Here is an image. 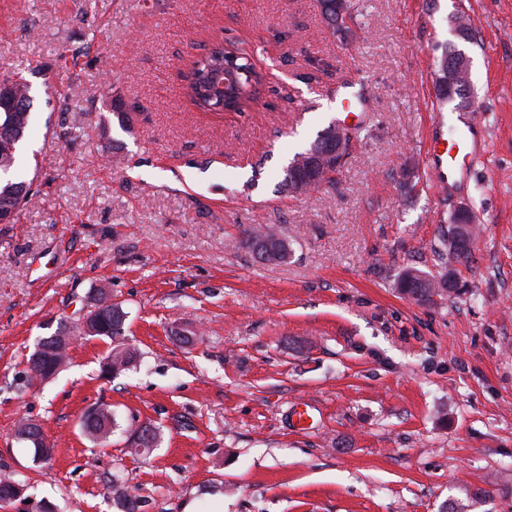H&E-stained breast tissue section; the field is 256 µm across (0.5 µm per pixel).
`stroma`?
I'll return each mask as SVG.
<instances>
[{
  "instance_id": "stroma-1",
  "label": "stroma",
  "mask_w": 512,
  "mask_h": 512,
  "mask_svg": "<svg viewBox=\"0 0 512 512\" xmlns=\"http://www.w3.org/2000/svg\"><path fill=\"white\" fill-rule=\"evenodd\" d=\"M353 3L345 41L318 0H0V77L26 78L33 112L19 172L34 202L0 224V476L24 486L17 512H120L116 477L145 512H444L468 488L491 493L475 512H512V0ZM221 38L268 75L241 112L183 95ZM448 43L472 60L458 122L489 147L440 192L425 155ZM345 82L368 108L335 183L279 194L289 159L339 119ZM462 206L475 239L460 294H399L403 269L445 271ZM268 226L286 262L245 246ZM101 287L137 366L105 378L109 339H79L57 376L28 382L37 341ZM97 404L122 428L158 427L159 447L129 453L121 429L101 449L80 428ZM22 420L51 461L16 438ZM39 428L42 430L41 426L36 423L22 422L16 430V435L20 440L30 442L34 447V460L43 462L51 459L54 448L51 444H47L44 438H40V433H34Z\"/></svg>"
}]
</instances>
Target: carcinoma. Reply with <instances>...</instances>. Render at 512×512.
Segmentation results:
<instances>
[{"label":"carcinoma","mask_w":512,"mask_h":512,"mask_svg":"<svg viewBox=\"0 0 512 512\" xmlns=\"http://www.w3.org/2000/svg\"><path fill=\"white\" fill-rule=\"evenodd\" d=\"M336 0H320L321 13L332 31L344 35H352L350 26L340 27L333 21L336 9L332 4ZM239 54L238 63L247 68L250 66V55L243 47L235 42L223 44L216 43L198 59L187 75L186 89L190 102L203 111L216 112L218 104L210 97L204 85V78L208 69L234 54ZM263 75H255L253 80L243 79L241 91L232 103V108L242 111L256 100L259 87L263 85ZM10 89L11 97L0 100V194L8 191L11 194L10 206L13 214L28 206L33 200L31 183L20 180L16 176L18 159L26 131L30 123V87L22 77H6L0 80V87ZM344 128L329 123L308 148L294 154L293 159L283 170V178L278 184L277 192L288 195L303 184L304 192L308 193L324 185L336 181V174L340 171L345 155H340L335 162L316 171L309 167L311 156L323 147L331 138L337 136ZM459 227L451 225L448 229V262L467 264L472 258L473 227L458 234ZM245 244L251 249L255 257H260L271 249L280 254L281 261H286L290 254L288 240L281 237L275 228L271 227L264 232L253 229L244 232ZM396 287L402 294L421 304L434 303L433 296L444 293L458 292L457 282L453 270L434 276L414 268L402 271L396 281ZM127 312L121 304L112 302V294L105 288H100L92 302V309L71 324H65L51 336L47 337L44 349L39 357L28 359L27 378L30 381L42 382L51 379L69 360V345L75 336L87 337L83 326L87 325L94 330V336L107 337L112 342V348L102 365V373L117 377L135 366L138 360L137 349L126 342ZM119 427L115 413L107 406H93L89 408L82 420V429L93 441L105 448L110 443V436ZM40 425L32 422L21 423L16 435L19 439L31 443L34 447V459L41 462L51 459L54 452L52 445L35 433ZM133 451L139 455H147L157 447L160 441L159 433L150 426H139L132 431ZM23 485L5 475L0 478V502L11 504L22 497ZM122 501L124 512H138V495L133 486H124L118 493Z\"/></svg>","instance_id":"cac0c4a2"}]
</instances>
